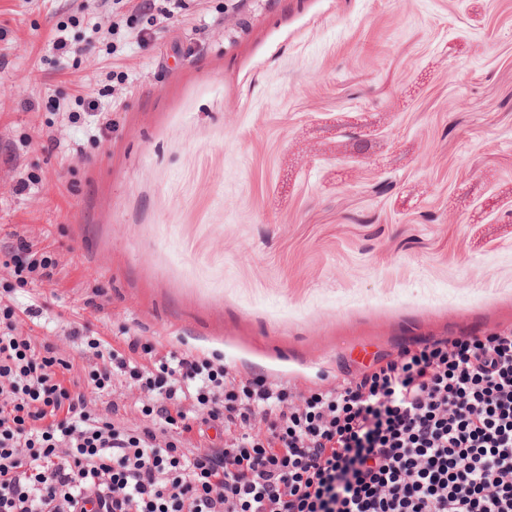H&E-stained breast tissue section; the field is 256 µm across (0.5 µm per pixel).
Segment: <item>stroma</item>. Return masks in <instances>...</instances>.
I'll return each instance as SVG.
<instances>
[{"label":"stroma","mask_w":512,"mask_h":512,"mask_svg":"<svg viewBox=\"0 0 512 512\" xmlns=\"http://www.w3.org/2000/svg\"><path fill=\"white\" fill-rule=\"evenodd\" d=\"M186 2L0 0V306L36 351L83 391L128 332L307 389L512 324V0H276L232 46Z\"/></svg>","instance_id":"1"}]
</instances>
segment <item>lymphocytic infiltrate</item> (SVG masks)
<instances>
[{
  "instance_id": "obj_1",
  "label": "lymphocytic infiltrate",
  "mask_w": 512,
  "mask_h": 512,
  "mask_svg": "<svg viewBox=\"0 0 512 512\" xmlns=\"http://www.w3.org/2000/svg\"><path fill=\"white\" fill-rule=\"evenodd\" d=\"M124 343L89 378L138 384L136 427L0 332V512H512V328L405 345L308 392Z\"/></svg>"
}]
</instances>
